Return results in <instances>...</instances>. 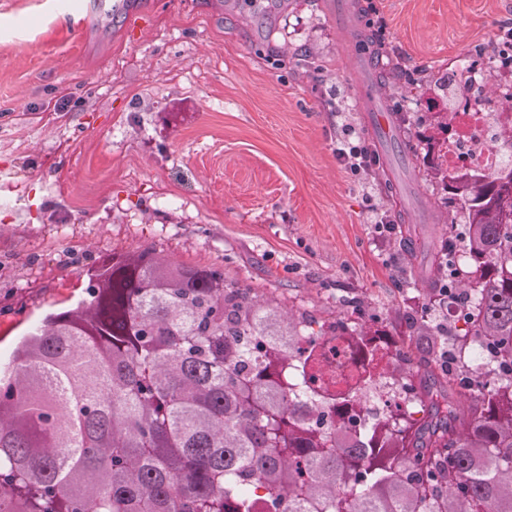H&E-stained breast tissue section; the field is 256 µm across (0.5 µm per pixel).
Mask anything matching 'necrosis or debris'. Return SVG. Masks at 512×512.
I'll list each match as a JSON object with an SVG mask.
<instances>
[{
    "label": "necrosis or debris",
    "instance_id": "4bbe7bcc",
    "mask_svg": "<svg viewBox=\"0 0 512 512\" xmlns=\"http://www.w3.org/2000/svg\"><path fill=\"white\" fill-rule=\"evenodd\" d=\"M448 76L456 91L448 99V132L441 141L444 163L452 172H497L512 158V145L500 137L512 127V112L499 104L500 97L512 95V27L498 26L492 44L471 45L449 64ZM299 343L309 354L303 389L324 407L369 373L358 357L359 338L346 328L303 336Z\"/></svg>",
    "mask_w": 512,
    "mask_h": 512
}]
</instances>
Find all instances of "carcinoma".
<instances>
[{
	"mask_svg": "<svg viewBox=\"0 0 512 512\" xmlns=\"http://www.w3.org/2000/svg\"><path fill=\"white\" fill-rule=\"evenodd\" d=\"M441 178L467 220L462 287L480 313L453 337L411 314L413 350L448 364V390L404 385L411 352L366 345L375 371L316 421L299 388L311 324L210 266L151 251L103 261L86 297L46 314L0 369V512H512V164ZM456 247L433 256L431 283ZM255 336L279 341L261 354ZM488 380L463 407L460 373ZM430 406L416 428L409 407Z\"/></svg>",
	"mask_w": 512,
	"mask_h": 512,
	"instance_id": "carcinoma-1",
	"label": "carcinoma"
}]
</instances>
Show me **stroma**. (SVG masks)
<instances>
[{
    "label": "stroma",
    "mask_w": 512,
    "mask_h": 512,
    "mask_svg": "<svg viewBox=\"0 0 512 512\" xmlns=\"http://www.w3.org/2000/svg\"><path fill=\"white\" fill-rule=\"evenodd\" d=\"M333 2L262 16L233 0H135L132 26L0 0L1 367L46 313L84 298L91 267L144 249L223 268L325 324L377 318L410 344L452 220L421 175L437 131L411 118L377 142L352 57L379 62L390 112H437L441 85L394 94L392 60L445 72L512 22V0H356L372 52L337 29ZM347 129L374 161L357 175L336 156Z\"/></svg>",
    "instance_id": "1"
}]
</instances>
